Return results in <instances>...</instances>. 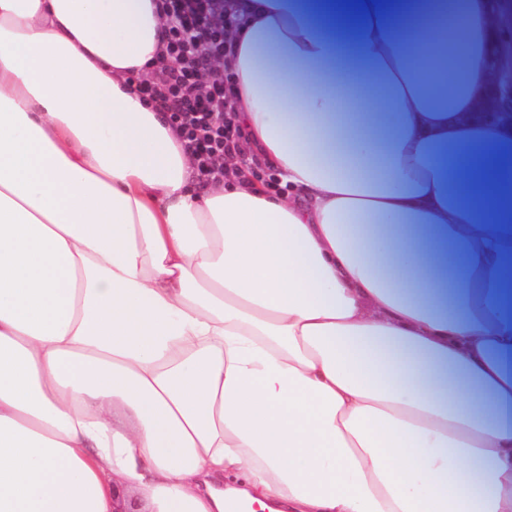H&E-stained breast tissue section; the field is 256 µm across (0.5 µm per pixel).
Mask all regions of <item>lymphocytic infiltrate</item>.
Wrapping results in <instances>:
<instances>
[{
  "instance_id": "obj_1",
  "label": "lymphocytic infiltrate",
  "mask_w": 512,
  "mask_h": 512,
  "mask_svg": "<svg viewBox=\"0 0 512 512\" xmlns=\"http://www.w3.org/2000/svg\"><path fill=\"white\" fill-rule=\"evenodd\" d=\"M165 25L168 65L138 89L163 112L202 181L220 178V160L240 152L241 129L227 109L234 95L219 62L239 15L236 0H156Z\"/></svg>"
}]
</instances>
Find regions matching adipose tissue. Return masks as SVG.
Listing matches in <instances>:
<instances>
[{
    "label": "adipose tissue",
    "mask_w": 512,
    "mask_h": 512,
    "mask_svg": "<svg viewBox=\"0 0 512 512\" xmlns=\"http://www.w3.org/2000/svg\"><path fill=\"white\" fill-rule=\"evenodd\" d=\"M238 2L243 159L284 194L199 182L133 88L155 0H0V512H512L495 0ZM429 236L432 245L431 257L438 271L448 279V284L453 288L454 294L464 297L469 289L461 249L448 238L446 230L430 226ZM439 239L442 242L437 244Z\"/></svg>",
    "instance_id": "obj_1"
}]
</instances>
